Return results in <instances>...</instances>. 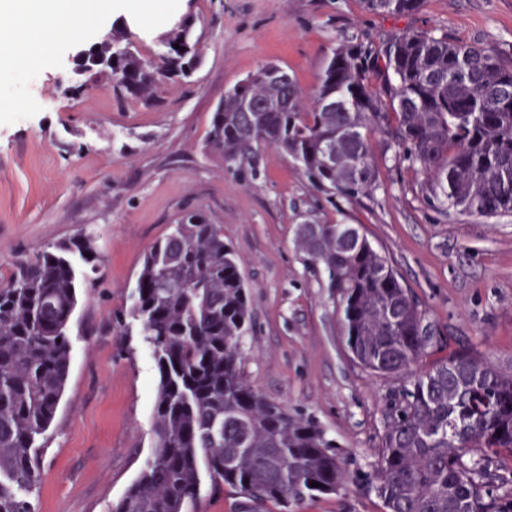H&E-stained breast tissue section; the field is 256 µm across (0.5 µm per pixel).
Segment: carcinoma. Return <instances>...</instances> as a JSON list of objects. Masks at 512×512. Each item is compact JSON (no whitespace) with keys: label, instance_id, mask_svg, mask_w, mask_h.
Returning a JSON list of instances; mask_svg holds the SVG:
<instances>
[{"label":"carcinoma","instance_id":"obj_1","mask_svg":"<svg viewBox=\"0 0 512 512\" xmlns=\"http://www.w3.org/2000/svg\"><path fill=\"white\" fill-rule=\"evenodd\" d=\"M404 17L425 0H360ZM170 66L103 42L80 67L112 75L113 89L145 100L197 62L188 27L160 39ZM179 48H174V45ZM262 64L214 113L209 146L229 165L272 146L317 189L356 197L376 181L375 148L424 176V200L445 214H512V63L476 41L405 29L331 50L304 99L293 75ZM252 111L244 112L245 103ZM296 244L322 267L342 303L354 360L404 384L388 404L381 448L366 480L381 512H512L498 493L512 471V365L443 341L440 328L389 259L352 224L305 221ZM59 243L0 276V512H34L48 431L66 384L69 320L79 303L73 250ZM132 313L157 364L155 442L111 512H189L203 477L284 512L336 492L346 472L336 444L301 413L255 391L242 371L251 315L224 231L187 212L146 254ZM446 355L423 365L434 352ZM315 481L318 486H310Z\"/></svg>","mask_w":512,"mask_h":512}]
</instances>
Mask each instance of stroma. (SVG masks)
<instances>
[{
  "instance_id": "obj_1",
  "label": "stroma",
  "mask_w": 512,
  "mask_h": 512,
  "mask_svg": "<svg viewBox=\"0 0 512 512\" xmlns=\"http://www.w3.org/2000/svg\"><path fill=\"white\" fill-rule=\"evenodd\" d=\"M134 14L96 7L59 25L44 59L0 80V275L60 240L94 235L95 264L72 261L82 282L70 320L64 395L45 436L35 512H110L147 462L159 373L131 307L144 253L184 210L221 225L249 289L244 336L250 385L320 425L347 470L333 495L290 512H380L358 480L381 444L384 412L403 384L354 362L341 305L297 249L298 224H353L386 254L451 344L512 361V215L447 216L429 208L423 177L377 161L366 195L312 186L300 167L264 146L256 164L227 165L206 146L224 93L267 61L310 93L338 45L395 30L479 40L512 61V0H426L416 14L365 12L359 0H137ZM187 22L199 44L189 79L158 98H119L79 58L124 34L156 59L159 35ZM195 512H277L247 506L234 489L202 485Z\"/></svg>"
}]
</instances>
